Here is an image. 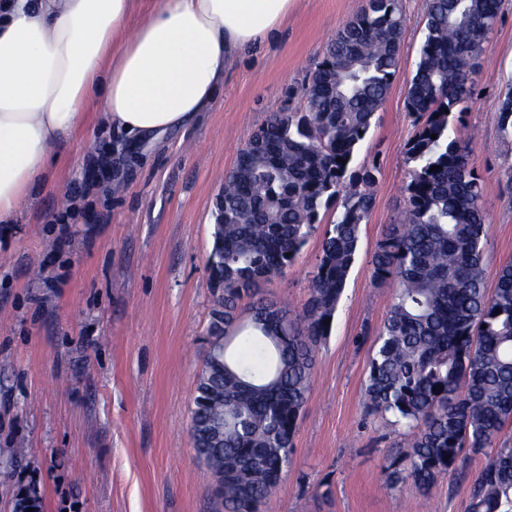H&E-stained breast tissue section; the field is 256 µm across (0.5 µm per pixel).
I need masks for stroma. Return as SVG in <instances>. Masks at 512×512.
I'll return each instance as SVG.
<instances>
[{
  "instance_id": "1",
  "label": "stroma",
  "mask_w": 512,
  "mask_h": 512,
  "mask_svg": "<svg viewBox=\"0 0 512 512\" xmlns=\"http://www.w3.org/2000/svg\"><path fill=\"white\" fill-rule=\"evenodd\" d=\"M363 0H297L276 39L239 59L188 129L128 150L89 116L47 185L0 225V512L36 489L40 512H215L212 477L193 462L190 409L208 345V270L219 177L273 113L299 107L328 41ZM399 70L355 166L377 170L375 204L332 328L318 345L292 463L262 512H465L487 463L463 455L430 490L389 484L403 442L369 412L364 381L390 291L370 258L404 209L418 126L406 108L426 0H401ZM473 95L453 122L483 180L489 270L512 261V0H502ZM107 156L111 168L95 161ZM74 205L70 223L53 218ZM321 250L313 236L268 296L302 309Z\"/></svg>"
}]
</instances>
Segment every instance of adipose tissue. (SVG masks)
Wrapping results in <instances>:
<instances>
[{"label":"adipose tissue","instance_id":"adipose-tissue-1","mask_svg":"<svg viewBox=\"0 0 512 512\" xmlns=\"http://www.w3.org/2000/svg\"><path fill=\"white\" fill-rule=\"evenodd\" d=\"M297 0H5L0 6V224L68 152L93 101L129 146L207 111L234 63Z\"/></svg>","mask_w":512,"mask_h":512}]
</instances>
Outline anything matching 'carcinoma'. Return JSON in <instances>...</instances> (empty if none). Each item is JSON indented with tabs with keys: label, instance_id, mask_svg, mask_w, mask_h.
Masks as SVG:
<instances>
[{
	"label": "carcinoma",
	"instance_id": "cac0c4a2",
	"mask_svg": "<svg viewBox=\"0 0 512 512\" xmlns=\"http://www.w3.org/2000/svg\"><path fill=\"white\" fill-rule=\"evenodd\" d=\"M502 0H426V28L407 109L423 119L411 142L405 217L371 255L372 282L390 288L365 383L368 409L404 429L393 484L433 487L466 452L488 462L466 512H512V262L486 281L488 221L481 177L448 126L472 96ZM405 17L399 0H366L330 40L300 88L224 175L208 268L219 291L209 351L191 407L195 459L224 512H259L288 472L311 389L316 344L328 335L374 206L376 168L352 167L391 87ZM436 138H431V135ZM345 163L338 162V159ZM441 170L433 171L431 167ZM336 208L303 313L245 295L280 276Z\"/></svg>",
	"mask_w": 512,
	"mask_h": 512
}]
</instances>
